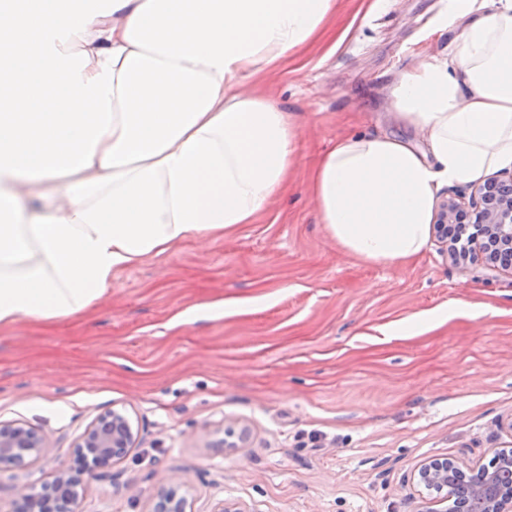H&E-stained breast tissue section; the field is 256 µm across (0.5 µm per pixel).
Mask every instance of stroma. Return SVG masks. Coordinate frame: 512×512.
<instances>
[{
	"label": "stroma",
	"instance_id": "stroma-1",
	"mask_svg": "<svg viewBox=\"0 0 512 512\" xmlns=\"http://www.w3.org/2000/svg\"><path fill=\"white\" fill-rule=\"evenodd\" d=\"M448 0H336L316 39L245 81L299 126L288 187L253 223L184 242L116 274L91 309L0 327V421L46 439L0 473V512L20 486L73 464L99 416L136 441L87 479L77 512H150L173 477L193 512L218 499L255 512H419L404 478L428 458L488 463L512 447V269L454 263L431 237L384 266L347 253L318 221L308 176L337 139L425 138L393 118L391 85L418 55L453 51ZM223 313L181 322L188 309ZM243 448H218L229 423Z\"/></svg>",
	"mask_w": 512,
	"mask_h": 512
}]
</instances>
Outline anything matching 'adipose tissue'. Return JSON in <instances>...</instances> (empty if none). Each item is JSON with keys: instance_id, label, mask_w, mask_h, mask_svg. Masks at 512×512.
<instances>
[{"instance_id": "adipose-tissue-1", "label": "adipose tissue", "mask_w": 512, "mask_h": 512, "mask_svg": "<svg viewBox=\"0 0 512 512\" xmlns=\"http://www.w3.org/2000/svg\"><path fill=\"white\" fill-rule=\"evenodd\" d=\"M335 0H0V56L38 69L0 100V326L64 320L113 276L252 223L288 181L299 127L242 83L310 43ZM52 20H45V11ZM458 48L392 88L426 148L339 139L310 182L348 253L421 255L441 187L512 169V0H449ZM15 46L18 50L25 51L22 58L17 59L14 57L1 59V68H14L22 67L28 74L32 75L35 72L36 59H37V38L34 32H27L16 36Z\"/></svg>"}]
</instances>
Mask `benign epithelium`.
<instances>
[{"mask_svg":"<svg viewBox=\"0 0 512 512\" xmlns=\"http://www.w3.org/2000/svg\"><path fill=\"white\" fill-rule=\"evenodd\" d=\"M472 225L473 255L492 267L512 268V176L490 179L478 188L477 199L463 202L450 197L440 205L437 228L441 238L452 241ZM135 434L127 417L113 410L98 417L74 445L75 466L57 471L39 487L23 486L17 492L15 512H75L84 493V476L124 458ZM249 440L245 429L224 431V447L238 448ZM45 442L35 429L19 423L0 422V472L27 466L43 452ZM503 470L512 472V448L497 449L490 464L479 470L482 480L473 486L481 498L482 512H512V496L499 491ZM465 474L458 461L437 457L417 465L410 474L411 488L423 499L443 506L440 512H469V503L448 494V473ZM186 496L168 480L154 498L151 512H189Z\"/></svg>","mask_w":512,"mask_h":512,"instance_id":"benign-epithelium-1","label":"benign epithelium"}]
</instances>
